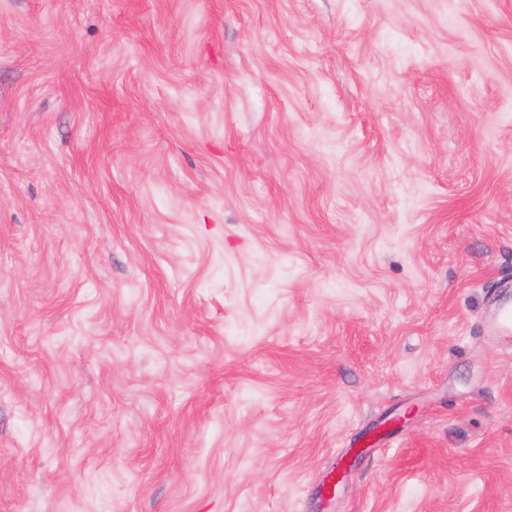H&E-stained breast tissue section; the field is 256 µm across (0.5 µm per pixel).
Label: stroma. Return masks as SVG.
Listing matches in <instances>:
<instances>
[{
	"mask_svg": "<svg viewBox=\"0 0 512 512\" xmlns=\"http://www.w3.org/2000/svg\"><path fill=\"white\" fill-rule=\"evenodd\" d=\"M512 0H0V512H512Z\"/></svg>",
	"mask_w": 512,
	"mask_h": 512,
	"instance_id": "obj_1",
	"label": "stroma"
}]
</instances>
